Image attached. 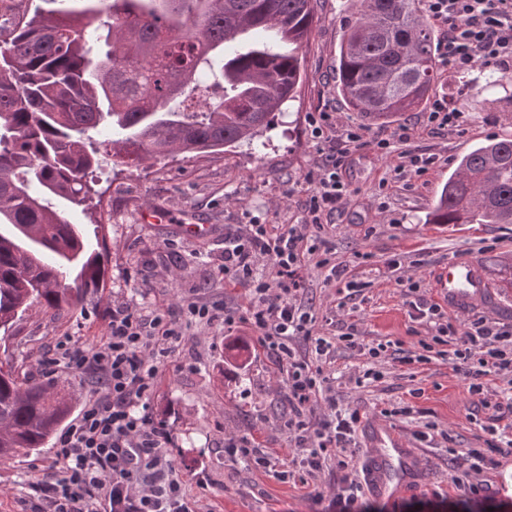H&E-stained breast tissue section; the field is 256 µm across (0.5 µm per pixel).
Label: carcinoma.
Returning <instances> with one entry per match:
<instances>
[{
  "label": "carcinoma",
  "mask_w": 512,
  "mask_h": 512,
  "mask_svg": "<svg viewBox=\"0 0 512 512\" xmlns=\"http://www.w3.org/2000/svg\"><path fill=\"white\" fill-rule=\"evenodd\" d=\"M0 45V330L37 305L99 301L106 235L91 247L56 207L89 205L103 163L138 167L248 143L302 81L313 0H48ZM433 32L415 0H358L336 90L386 126L437 80ZM224 93L209 94V79ZM432 224H512V139L476 146L448 177ZM74 392L0 361V459L48 443Z\"/></svg>",
  "instance_id": "1"
}]
</instances>
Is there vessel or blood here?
<instances>
[{"mask_svg": "<svg viewBox=\"0 0 512 512\" xmlns=\"http://www.w3.org/2000/svg\"><path fill=\"white\" fill-rule=\"evenodd\" d=\"M438 299L450 312L468 315L487 308L495 289L477 260L463 256L450 259L432 277ZM365 475L374 494L395 500L416 481L421 455L390 424L377 421L363 437Z\"/></svg>", "mask_w": 512, "mask_h": 512, "instance_id": "b4317fda", "label": "vessel or blood"}]
</instances>
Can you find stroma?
Masks as SVG:
<instances>
[{
  "label": "stroma",
  "mask_w": 512,
  "mask_h": 512,
  "mask_svg": "<svg viewBox=\"0 0 512 512\" xmlns=\"http://www.w3.org/2000/svg\"><path fill=\"white\" fill-rule=\"evenodd\" d=\"M357 0H314L318 17L300 52L303 81L295 98L277 112L270 127L252 144L188 158L176 156L140 167L109 165L97 188L98 210L82 211L59 202L71 223L92 233L106 226L109 241L107 285L100 302L56 315L30 308L15 326L20 345L14 364L20 375L44 381L39 363L55 344L70 336L87 344L99 341L113 302L129 301L166 311L184 298L201 296L244 303V288L226 286L218 266L224 254V227L256 219L270 224L302 223L310 189L305 176L323 161L309 118L337 113L342 124L362 126L365 118L350 111L336 92V59L344 25L357 11ZM483 67L458 74L440 68L430 97H448L464 112L467 125L458 134L433 133L424 123L425 107L405 113L415 128L407 144L382 155L367 147L355 153L344 178L351 195L328 217L335 260L349 275L365 282L361 298L339 303L326 270L310 272L307 298L320 318L317 332L332 338L353 330L358 341L399 340L418 350L426 327L410 319L402 283L418 281L420 293L436 301L431 273L448 259L471 256L485 266L498 289V310L485 318L512 323V224H431L427 215L450 173L473 146L512 138V68L498 70L501 84L484 86ZM422 150L437 162L409 182L395 180L400 153ZM151 205L168 220L146 224L141 210ZM209 225V233L190 239L186 216ZM398 268H389L391 259ZM364 365L354 350H338L325 366L341 408H358L367 418L407 403L416 409L391 424L414 440L434 424L432 444H420L421 470L398 502L364 493V512H467L452 482V452L485 447L487 440L506 446L512 440V415L496 435L485 430L489 412L475 408L461 371L447 358L431 355L412 366L385 365L382 378L357 384ZM283 376L259 347L249 326L225 332L223 325L190 329L184 343L160 366L151 400L154 415L173 435L172 455L199 512H323L318 496H331L336 477L330 469L291 480L281 479L299 450L284 421L288 406L279 390ZM230 435L258 436L279 461L266 470H250L224 453ZM54 444L0 460V512H44L38 483L54 478Z\"/></svg>",
  "instance_id": "1"
}]
</instances>
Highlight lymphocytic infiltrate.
I'll use <instances>...</instances> for the list:
<instances>
[{"label": "lymphocytic infiltrate", "mask_w": 512, "mask_h": 512, "mask_svg": "<svg viewBox=\"0 0 512 512\" xmlns=\"http://www.w3.org/2000/svg\"><path fill=\"white\" fill-rule=\"evenodd\" d=\"M426 17L439 27L437 50L442 64L454 72L476 66H512V0H423ZM317 137L326 138L328 150L307 181L313 187L308 217L301 224L237 225L224 237L225 281L247 288L245 304L236 308L203 297L184 300L178 312L144 311L130 302H113L106 317L105 334L92 345L73 338L58 341L51 357L41 361L50 375L60 372L88 377L91 395L56 442L55 460L62 463L59 478L39 484L47 512H196V503L170 455V430L151 410L159 367L184 342L189 329L223 323L251 325L259 345L273 366L286 376L287 428L301 452L300 465L315 473L335 461L341 488L331 501L333 512H360L363 489L350 479L347 454L365 415L356 408H336L317 418L313 412L327 381L323 365L333 356V345L316 336L317 315L305 302L309 267L328 269V282L337 294L355 299L363 283L349 279L346 267L333 262L322 222L351 194L343 178L353 152L375 146L388 153L392 143H408L413 127L403 124L390 134H369L365 128H338L332 113L314 120ZM418 283L404 290L414 317L430 331V341L420 351L402 342H357L352 333L339 341L358 349L365 358L363 377L379 380L380 367L392 361L420 363L434 346L447 347L448 358L463 367L470 395L481 406L512 411L508 404L491 403L487 380L512 379V325L483 317L456 325L440 305L419 297ZM497 444L468 449L453 482L467 503L485 501L489 491L484 478L496 468Z\"/></svg>", "instance_id": "lymphocytic-infiltrate-1"}]
</instances>
